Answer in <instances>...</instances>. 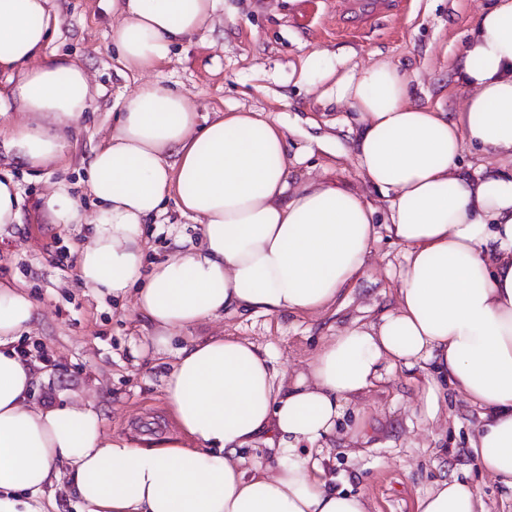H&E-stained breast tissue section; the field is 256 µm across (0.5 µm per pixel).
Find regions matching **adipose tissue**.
<instances>
[{
    "label": "adipose tissue",
    "instance_id": "obj_1",
    "mask_svg": "<svg viewBox=\"0 0 512 512\" xmlns=\"http://www.w3.org/2000/svg\"><path fill=\"white\" fill-rule=\"evenodd\" d=\"M52 2L0 0V117L20 116L1 146L33 169L62 157L92 104L84 65L44 54L59 23ZM217 5L112 0L118 64L155 69ZM456 72L466 93L453 112L411 103L408 77L389 62L318 74L322 97L356 115L357 165L386 197L382 212L360 192L299 178L279 119L233 109L203 124L183 93L137 84L89 165L99 212L77 265L92 293H134L157 352L227 312L327 309L366 272L381 222L405 250L397 305L292 374L251 341L191 337L163 378L177 433L134 445L107 438L80 399L31 401L44 374L15 342L35 307L0 282V512H43L66 473L87 512H368L295 451L332 434L386 363H429L449 380L478 410L480 468L512 487V170L458 163L467 145L512 160V0L479 13ZM170 197L200 242L177 241L148 270L141 226ZM261 438L275 466L243 456ZM416 512L484 507L470 484L447 480Z\"/></svg>",
    "mask_w": 512,
    "mask_h": 512
}]
</instances>
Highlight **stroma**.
I'll return each mask as SVG.
<instances>
[{
  "mask_svg": "<svg viewBox=\"0 0 512 512\" xmlns=\"http://www.w3.org/2000/svg\"><path fill=\"white\" fill-rule=\"evenodd\" d=\"M357 2L220 0L204 30L173 47L149 77L188 96L203 118L233 109L279 118L289 153H306L299 166L303 178L335 180L385 208L382 194L357 168L354 113L321 99L303 79L302 67L315 74L327 66L357 70L387 61L407 75L412 102L455 111L464 94L455 79L456 60L478 13L492 0H399L370 18L354 11ZM54 3L59 25L45 52L83 63L92 106L53 166L33 172L0 150V175H11L21 192L20 223L0 233V281L23 285L35 305L20 341L38 346L52 390L92 401L108 436L135 443L146 433L169 432L162 377L190 335L249 339L270 352L276 370L293 372L339 330L395 308L404 251L383 229L366 274L326 310L230 312L193 332L175 333L170 353L155 355L133 295L95 296L79 283L77 250L91 225L62 228L47 223L38 208L42 196L62 184L88 216L96 215L88 164L137 85L112 61V0ZM315 136L323 146H312ZM197 235L196 222L167 201L163 214L143 227L146 264L164 259L176 237ZM382 374L321 444L329 484L364 497L370 512H416L417 499L436 483L459 480L476 488L486 512H512V488L482 472L473 454L479 418L465 397L442 383L444 399L431 420L425 416L428 369L386 366Z\"/></svg>",
  "mask_w": 512,
  "mask_h": 512,
  "instance_id": "stroma-1",
  "label": "stroma"
}]
</instances>
